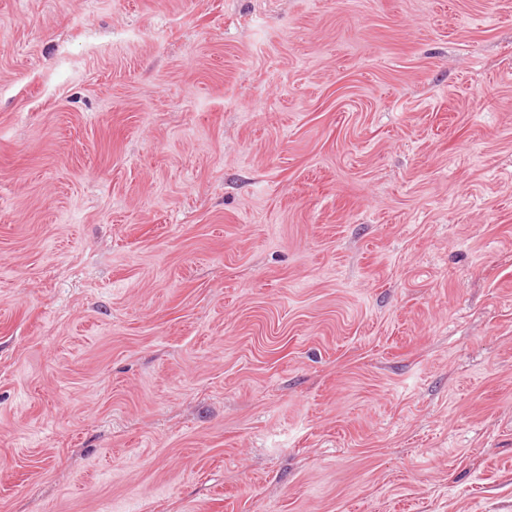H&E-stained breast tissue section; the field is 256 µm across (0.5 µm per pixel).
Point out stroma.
Returning a JSON list of instances; mask_svg holds the SVG:
<instances>
[{
	"label": "stroma",
	"mask_w": 512,
	"mask_h": 512,
	"mask_svg": "<svg viewBox=\"0 0 512 512\" xmlns=\"http://www.w3.org/2000/svg\"><path fill=\"white\" fill-rule=\"evenodd\" d=\"M0 512H512V0H0Z\"/></svg>",
	"instance_id": "stroma-1"
}]
</instances>
